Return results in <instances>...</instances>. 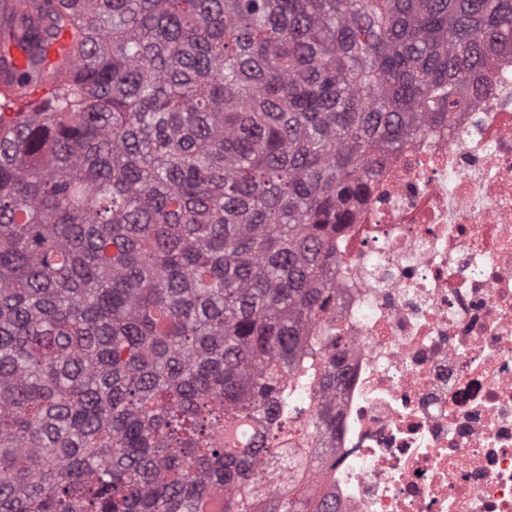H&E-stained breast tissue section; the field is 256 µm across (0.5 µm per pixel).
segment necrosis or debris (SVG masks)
<instances>
[{
  "instance_id": "necrosis-or-debris-1",
  "label": "necrosis or debris",
  "mask_w": 512,
  "mask_h": 512,
  "mask_svg": "<svg viewBox=\"0 0 512 512\" xmlns=\"http://www.w3.org/2000/svg\"><path fill=\"white\" fill-rule=\"evenodd\" d=\"M391 153L336 241L335 431L294 436L336 512H512V54Z\"/></svg>"
}]
</instances>
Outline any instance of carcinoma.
I'll use <instances>...</instances> for the list:
<instances>
[{"label": "carcinoma", "mask_w": 512, "mask_h": 512, "mask_svg": "<svg viewBox=\"0 0 512 512\" xmlns=\"http://www.w3.org/2000/svg\"><path fill=\"white\" fill-rule=\"evenodd\" d=\"M15 2L7 86L70 42L0 127V512H332L261 498L295 452L285 376L336 359L305 336L336 234L390 152L492 88L512 0ZM68 42L69 35L62 32L57 33L53 39L42 45L38 52L44 58L41 61L43 70H53L55 66L64 58Z\"/></svg>", "instance_id": "cac0c4a2"}]
</instances>
